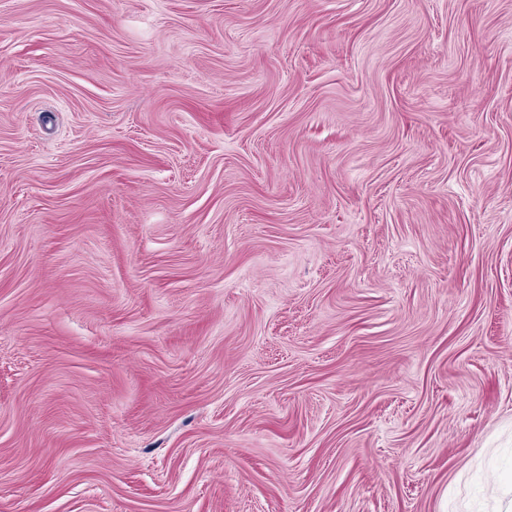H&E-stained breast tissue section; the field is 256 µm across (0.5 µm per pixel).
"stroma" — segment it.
Wrapping results in <instances>:
<instances>
[{
    "label": "stroma",
    "instance_id": "obj_1",
    "mask_svg": "<svg viewBox=\"0 0 512 512\" xmlns=\"http://www.w3.org/2000/svg\"><path fill=\"white\" fill-rule=\"evenodd\" d=\"M512 0H0V512H498Z\"/></svg>",
    "mask_w": 512,
    "mask_h": 512
}]
</instances>
